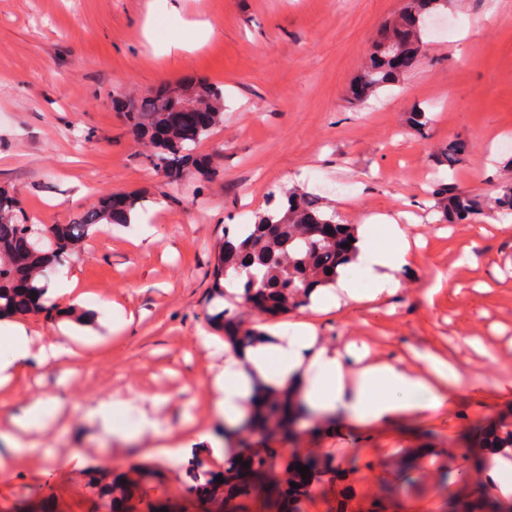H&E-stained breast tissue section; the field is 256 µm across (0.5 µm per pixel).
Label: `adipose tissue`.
I'll use <instances>...</instances> for the list:
<instances>
[{
	"label": "adipose tissue",
	"mask_w": 512,
	"mask_h": 512,
	"mask_svg": "<svg viewBox=\"0 0 512 512\" xmlns=\"http://www.w3.org/2000/svg\"><path fill=\"white\" fill-rule=\"evenodd\" d=\"M357 252L352 263L339 271L336 284L321 288L310 297V309L327 314L348 304H368L394 296L399 271L416 260L405 225L365 222L357 229ZM0 391L29 363L78 362L79 335L30 334L25 324L0 321ZM414 361L424 365L415 372L400 359L372 357L366 343L333 342L324 339L312 320L288 327L262 326L261 335L250 344H224V367L212 379L213 422L194 427L185 422L183 431L161 433L155 415L141 413L131 426L119 421L130 405L127 397L114 394L89 407L87 417L110 427L113 442L120 447L152 440L151 455L180 461L194 450L195 442H210L215 430L224 432V450L236 453L235 429L250 413L255 396L289 391L323 423L346 420L358 425H401L438 412L451 404L465 381L464 368L453 357L412 349ZM481 493L489 498L512 501V447L489 451L483 463Z\"/></svg>",
	"instance_id": "obj_1"
}]
</instances>
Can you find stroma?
<instances>
[{
    "mask_svg": "<svg viewBox=\"0 0 512 512\" xmlns=\"http://www.w3.org/2000/svg\"><path fill=\"white\" fill-rule=\"evenodd\" d=\"M150 0H0V188L39 224H69L108 193L126 192L151 227L132 243L128 224L93 234L69 262L82 292L103 306L70 327L87 340L80 364L26 368L0 396V448L13 415L35 397L64 402L67 411L35 436L36 452L9 460L0 479V512H97L99 488L119 474L150 466L151 497L176 512H202L186 494L185 463L140 453L114 455L110 435L83 416L115 393L132 397L128 421L165 406L162 430L186 418L211 419L207 380L224 364L197 341L215 334L209 315L215 250L225 229L253 223L296 188L320 196L338 221L361 224L372 215L412 212L410 236L425 242L401 289L382 303L352 305L321 316L323 336L366 343L376 357H409L431 348L457 357L473 380L512 377V213L486 210L498 225L474 236L469 224L446 227L435 194L450 186L490 198L512 185V0H448L446 34L426 28L413 67L363 102L348 89L366 66L374 41L407 0H175L148 38ZM210 33L170 55L156 43L179 38L186 23ZM213 83L224 91V123L198 148L214 174L181 187L145 165L147 147L130 130L115 100H138L172 83ZM423 109L433 122L418 134L410 116ZM468 151L455 169L439 163L452 140ZM472 245L476 265H457ZM442 290L426 300L436 273ZM121 304L119 312L106 301ZM479 337L497 355L474 351ZM512 423V397L462 389L456 406L407 423L357 433L319 424L293 447L316 448L340 466L355 501L395 492L415 512H455L457 469L477 474L466 458V434L476 423ZM453 448L443 471L420 464L410 475L396 466L402 448ZM83 465L67 461L69 449ZM422 493L409 492L410 482Z\"/></svg>",
    "mask_w": 512,
    "mask_h": 512,
    "instance_id": "stroma-1",
    "label": "stroma"
}]
</instances>
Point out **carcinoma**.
I'll return each mask as SVG.
<instances>
[{"label": "carcinoma", "instance_id": "obj_1", "mask_svg": "<svg viewBox=\"0 0 512 512\" xmlns=\"http://www.w3.org/2000/svg\"><path fill=\"white\" fill-rule=\"evenodd\" d=\"M400 73L384 53L374 52L370 63L358 78L361 89L377 92L394 83ZM177 87L165 88L136 103L117 102L126 109L125 116L132 129L148 140L152 151L147 165L177 182L187 176L206 178L210 174L207 158L195 149L224 120V91L216 85L195 90L194 101L211 113V124L187 134L170 122L169 108ZM467 152L465 142L455 140L441 152V164L453 169ZM136 208L135 199L121 193H111L84 211L71 224H37L8 191L0 189V318L24 314H51L52 306L45 304L44 292L48 272L77 254L85 240L104 224H125L127 215ZM438 208L446 222L459 224L472 221L484 211L479 197L445 188L438 192ZM336 224V211L320 202V198L297 190L288 191L286 205L257 216L255 223L236 237L224 231V240L215 252L212 273V297L224 296V279L246 275L240 298L263 288L270 292L271 305L259 317H278L309 304L311 290L327 287L337 274L338 267L353 259V247H336L321 241L318 228ZM269 224L280 225L277 235L271 236ZM222 326L234 321L236 326L224 329L227 336L245 341L258 335L254 328L245 327L236 317L222 310L210 316ZM259 411L250 418L248 438L241 446L263 444V449L236 462L231 457L224 462V471L201 473L187 491H203L200 500L205 512H253L257 498L264 501L265 512H299L304 499L321 497L324 487L315 486V468L323 465L310 457L304 463L295 460L288 475H273L278 459L276 446H284L280 435L295 421L297 404L285 399H262ZM248 466H243V462ZM309 467L301 477L296 466ZM222 481H215L216 477ZM296 487H291V484ZM141 480L122 478L104 491L107 500L100 508L123 504L126 512H162L170 506L158 500L145 499L140 492Z\"/></svg>", "mask_w": 512, "mask_h": 512}]
</instances>
